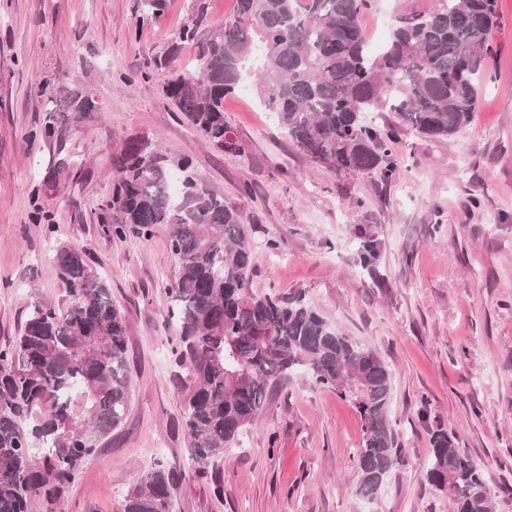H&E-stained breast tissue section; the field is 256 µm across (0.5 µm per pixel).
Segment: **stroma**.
<instances>
[{
    "label": "stroma",
    "instance_id": "35a3bbf8",
    "mask_svg": "<svg viewBox=\"0 0 512 512\" xmlns=\"http://www.w3.org/2000/svg\"><path fill=\"white\" fill-rule=\"evenodd\" d=\"M206 4L197 42L174 55L194 0H166L153 17L142 0H0V345L17 335L31 302L68 305L48 224L86 253L130 327L125 421L81 465L57 512H121L128 488L157 460L178 472L174 512H452L421 469L431 424L461 435L484 469L493 512H512V0H498L470 125L438 141L400 134L389 145L400 172L388 181L313 163L247 87L224 101L247 155L177 121L161 92L169 72L156 63L188 66L236 8V0ZM64 90L91 94L96 112L73 121L59 109ZM48 122L58 129L51 140L41 136ZM140 137L192 158L197 185L256 223L254 291L304 293L391 368L401 462L373 500L359 495L352 466L359 413L301 373L271 393L242 446L219 459L223 496L189 466L186 372L166 324L175 274L168 230L106 231L112 161ZM60 160L69 167L57 177ZM244 182L252 196L240 195ZM359 226L380 243L367 269ZM270 239L278 249L267 248Z\"/></svg>",
    "mask_w": 512,
    "mask_h": 512
}]
</instances>
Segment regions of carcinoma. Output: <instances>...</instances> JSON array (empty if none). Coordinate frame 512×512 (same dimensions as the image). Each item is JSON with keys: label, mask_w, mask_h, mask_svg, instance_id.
<instances>
[{"label": "carcinoma", "mask_w": 512, "mask_h": 512, "mask_svg": "<svg viewBox=\"0 0 512 512\" xmlns=\"http://www.w3.org/2000/svg\"><path fill=\"white\" fill-rule=\"evenodd\" d=\"M372 0H237L235 13L200 45L192 67L172 76L165 96L207 142L224 147L230 128L224 98L245 78L296 148L339 174H398L387 142L409 130L428 140L451 137L473 119L498 0H433L427 10L399 0L384 46L373 50L361 25ZM206 15L196 0L174 47L194 38ZM80 119L96 111L80 93L63 98ZM370 112H388L379 125ZM112 235L127 228L148 237L169 229L176 278L167 324L178 363L189 366L183 428L193 468L207 473L255 425L271 391L303 372L352 402L363 422L352 462L358 493L372 498L399 464L397 421L390 413L392 373L299 293L257 295L252 237L256 226L224 196L200 190L193 176L173 194L168 159L150 139L131 142L113 166ZM53 261L68 298L60 315L34 301L14 341L0 345V512H29L40 490L48 512L82 461L123 423L129 407L130 328L107 283L76 245L55 237ZM363 263L379 250L360 233ZM51 414L30 422L34 406ZM422 463L453 512H492L483 468L459 434L430 430ZM48 452L39 465L36 450ZM174 470L157 462L133 483L123 512H172Z\"/></svg>", "instance_id": "1"}]
</instances>
